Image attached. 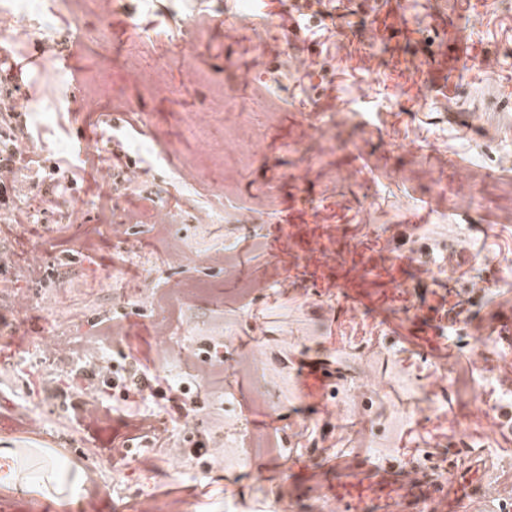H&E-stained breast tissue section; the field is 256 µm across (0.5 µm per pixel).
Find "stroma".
Segmentation results:
<instances>
[{"mask_svg": "<svg viewBox=\"0 0 512 512\" xmlns=\"http://www.w3.org/2000/svg\"><path fill=\"white\" fill-rule=\"evenodd\" d=\"M320 9L302 20L288 0H83L78 54L61 24L18 55L27 137L76 185L44 222L0 231V483L40 477L0 494V512H273L291 470L340 453L444 470L478 457L493 493L469 512H512V346L491 329L512 314V0ZM55 86L82 110L49 124ZM206 114L204 154L193 120ZM120 142L138 184L81 169ZM197 155L223 190V223L130 224L122 242L101 223L102 206L170 199ZM172 239L195 262H170ZM36 249L55 277H28ZM460 262L471 315L439 344L422 316ZM114 265L121 282L103 281ZM340 283L363 306L347 307ZM17 290L32 298L21 316ZM68 320L75 341L122 322L104 364L142 365L154 391L123 400L67 354L30 370L34 340ZM179 326L196 350L222 340L223 366L202 356L193 375L169 357L163 336ZM332 355L342 376L327 385L308 364ZM172 380L194 391L188 416L162 411ZM92 395L104 415L91 424L77 406ZM138 411L169 422L167 445L135 439ZM129 437L124 464L112 449Z\"/></svg>", "mask_w": 512, "mask_h": 512, "instance_id": "1", "label": "stroma"}]
</instances>
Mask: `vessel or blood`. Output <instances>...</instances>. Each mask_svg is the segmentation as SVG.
<instances>
[{"mask_svg": "<svg viewBox=\"0 0 512 512\" xmlns=\"http://www.w3.org/2000/svg\"><path fill=\"white\" fill-rule=\"evenodd\" d=\"M484 465L473 461L460 477L432 466L393 460L336 458L334 482L314 480L311 496H325L340 512H465L468 500L486 495Z\"/></svg>", "mask_w": 512, "mask_h": 512, "instance_id": "1", "label": "vessel or blood"}]
</instances>
